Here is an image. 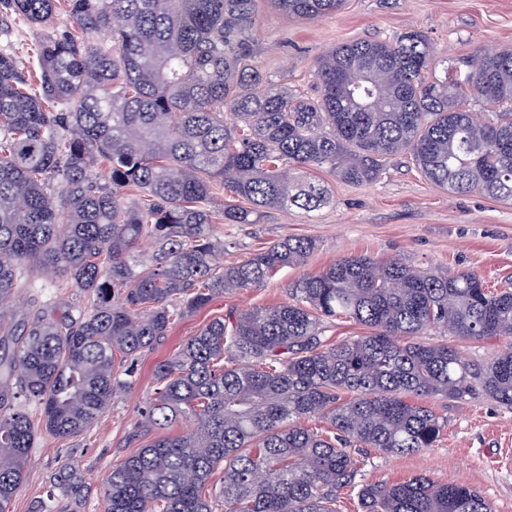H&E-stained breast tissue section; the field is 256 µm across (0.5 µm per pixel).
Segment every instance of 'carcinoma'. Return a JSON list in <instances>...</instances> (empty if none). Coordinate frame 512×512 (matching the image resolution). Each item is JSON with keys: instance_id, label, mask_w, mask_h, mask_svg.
Here are the masks:
<instances>
[{"instance_id": "obj_1", "label": "carcinoma", "mask_w": 512, "mask_h": 512, "mask_svg": "<svg viewBox=\"0 0 512 512\" xmlns=\"http://www.w3.org/2000/svg\"><path fill=\"white\" fill-rule=\"evenodd\" d=\"M269 3L310 21L345 0ZM57 6L0 0L1 31L16 17L39 30L38 84L0 50V346L12 343L0 352V512L36 441L14 399L40 405L47 431L80 434L125 388L114 355L164 338L175 302L200 309L306 265L315 241L289 237L221 262L214 186L249 203L225 206L224 223L257 224L270 209L329 203L328 188L295 169L367 185L404 155L450 193L512 201L511 50L482 48L439 71L420 31L343 42L317 59L308 102L252 64L255 0H67L71 31L54 29ZM101 32L110 47L93 42ZM133 189L143 198L127 200ZM145 240L155 253H141ZM60 273L90 309L57 319L18 308L30 279ZM337 317L366 332L328 342L322 323ZM432 330L504 349L470 361L424 341ZM154 381L135 427L156 436L112 468L103 512H214L215 498L224 512H336L354 484L351 449L405 455L439 440L444 421L412 399L479 389L512 409V289L493 292L472 271L343 257L303 274L286 302L206 324ZM311 418L328 428L305 426ZM183 422L186 433L169 432ZM356 495L361 512H492L475 490L427 476L362 483Z\"/></svg>"}]
</instances>
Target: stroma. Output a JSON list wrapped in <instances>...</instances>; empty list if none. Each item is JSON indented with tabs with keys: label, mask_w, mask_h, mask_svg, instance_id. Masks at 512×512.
<instances>
[{
	"label": "stroma",
	"mask_w": 512,
	"mask_h": 512,
	"mask_svg": "<svg viewBox=\"0 0 512 512\" xmlns=\"http://www.w3.org/2000/svg\"><path fill=\"white\" fill-rule=\"evenodd\" d=\"M410 30L429 38L439 62L457 63L479 48L512 50V0H346L338 12L308 22L290 20L269 0H257L251 40L259 69L283 79L289 92L311 99L317 95L314 64L322 52L342 42ZM307 176L328 187L330 205L313 212L274 210L258 224L214 226L224 242L225 264L241 262L282 239L303 237L316 243L306 268L283 267L248 290L215 297L191 315L174 316L167 335L153 348L130 358L116 355L115 370L128 386L83 434L38 431L9 512H42L49 499L61 512H102V486L113 465L148 442L144 436L132 439L131 432L154 394L155 365L214 319L229 320L241 310L286 301L304 272L365 254L421 270L473 271L489 288L512 287V202L450 194L402 156L388 160L383 178L371 185L347 184L316 169ZM24 297L35 311L65 303L77 313L91 305L65 275L35 281ZM425 404L446 423L435 447L403 456L372 449L357 453V482L398 483L425 475L475 489L494 512H512V410L479 392L463 401L437 397Z\"/></svg>",
	"instance_id": "1"
}]
</instances>
